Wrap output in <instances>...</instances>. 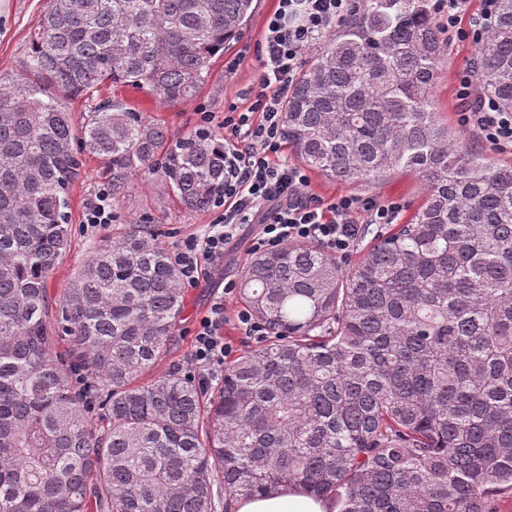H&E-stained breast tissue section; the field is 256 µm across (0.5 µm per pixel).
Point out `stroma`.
<instances>
[{
  "instance_id": "1",
  "label": "stroma",
  "mask_w": 512,
  "mask_h": 512,
  "mask_svg": "<svg viewBox=\"0 0 512 512\" xmlns=\"http://www.w3.org/2000/svg\"><path fill=\"white\" fill-rule=\"evenodd\" d=\"M255 11L248 26L237 41L225 48L223 54L215 56L209 74L198 95L179 105H168L145 90H134L122 85H103L93 98L76 97L68 106L75 118L88 114L92 100H122L136 110L146 113L153 121L164 125L171 137L179 138L195 131L200 115L211 112L216 122H223L224 114L231 107L247 105L255 87L258 58L264 38L265 22L277 9L278 0H254ZM44 0H0V73L14 74L20 69L26 56L31 31L40 16ZM476 46L469 41H452L448 44L447 61L439 70L436 84V99L442 119L449 127L462 129L467 145L478 152L485 146L472 128L461 127L458 121V101L455 87L458 73L470 64ZM238 62L236 73H228L229 62ZM84 163L81 177L73 184L68 194V215L72 224V248L51 274L48 282L51 298L61 297L70 288L79 263L87 256L93 234L83 229V215L88 201L105 179L104 166L96 155L82 153ZM352 194L378 199L396 198L405 202L407 209H414L422 197V188L417 179L401 173L386 182L374 185L351 186ZM166 191L159 181L150 178H135L133 189L125 204L116 211L117 221L126 224L146 218L154 219L160 226L162 239L169 246H177L187 236L203 230L212 215L210 210L185 213L166 204ZM246 238H238L224 254L223 263L206 265L205 274L197 286L187 288L184 311L179 319L175 338L169 352L155 364L152 373L160 375L172 365L188 369L194 333L199 319L204 316L213 298L222 293L224 283L239 279L242 266L248 256Z\"/></svg>"
}]
</instances>
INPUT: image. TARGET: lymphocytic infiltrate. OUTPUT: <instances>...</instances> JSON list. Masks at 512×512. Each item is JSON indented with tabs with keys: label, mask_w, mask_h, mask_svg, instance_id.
Listing matches in <instances>:
<instances>
[{
	"label": "lymphocytic infiltrate",
	"mask_w": 512,
	"mask_h": 512,
	"mask_svg": "<svg viewBox=\"0 0 512 512\" xmlns=\"http://www.w3.org/2000/svg\"><path fill=\"white\" fill-rule=\"evenodd\" d=\"M470 0H435L458 38L482 40L498 9V0H481L479 12ZM355 0H278L266 21L260 68L250 104L224 114V191L210 205L213 218L202 232L187 237L175 258L183 284L195 286L203 262L219 263L241 226L257 225L248 241L256 254L289 243L310 242L332 255L352 252L365 225L392 224L404 205L394 199L362 198L341 193L325 200L313 194L307 172L283 162V102L300 74L305 51L332 24L348 18ZM459 118L475 126L481 139L498 151L512 152V112L476 96L471 69L458 76ZM224 299L216 297L196 328L191 362L203 383L220 379L230 348L224 340Z\"/></svg>",
	"instance_id": "obj_1"
}]
</instances>
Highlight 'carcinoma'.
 I'll list each match as a JSON object with an SVG mask.
<instances>
[{"label":"carcinoma","mask_w":512,"mask_h":512,"mask_svg":"<svg viewBox=\"0 0 512 512\" xmlns=\"http://www.w3.org/2000/svg\"><path fill=\"white\" fill-rule=\"evenodd\" d=\"M252 10L45 0L21 71L0 75V512H224V494L284 486L336 512H496L512 497V165L441 119L448 43L432 0H359L284 104L307 167L348 186L410 173L421 204L349 270L310 243L251 257L239 295L269 336L219 384L178 367L141 381L185 307L154 224L94 242L51 301L72 243L73 141L102 159L114 207L136 175L184 212L224 188V134L173 140L110 100L78 123L67 99L111 82L189 101ZM474 68L511 112L512 0Z\"/></svg>","instance_id":"cac0c4a2"}]
</instances>
